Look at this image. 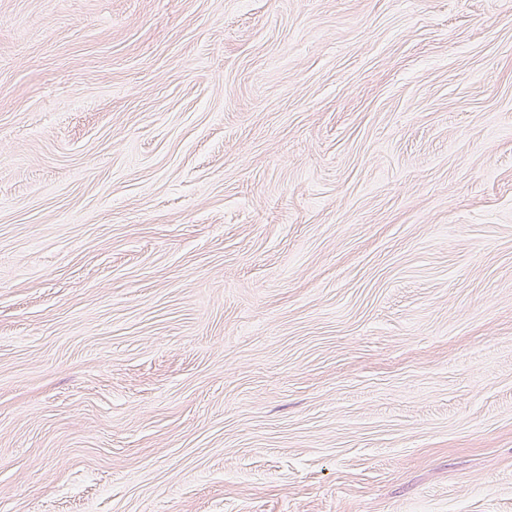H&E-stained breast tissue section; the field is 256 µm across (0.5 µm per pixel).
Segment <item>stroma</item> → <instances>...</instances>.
Segmentation results:
<instances>
[{
    "instance_id": "obj_1",
    "label": "stroma",
    "mask_w": 512,
    "mask_h": 512,
    "mask_svg": "<svg viewBox=\"0 0 512 512\" xmlns=\"http://www.w3.org/2000/svg\"><path fill=\"white\" fill-rule=\"evenodd\" d=\"M0 512H512V0H0Z\"/></svg>"
}]
</instances>
